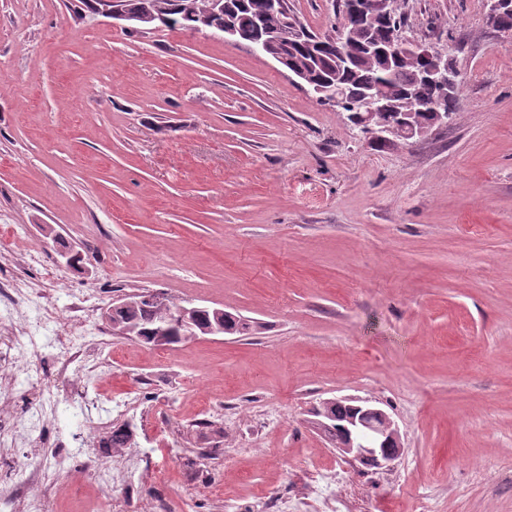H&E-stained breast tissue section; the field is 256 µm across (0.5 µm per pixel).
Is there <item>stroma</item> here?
Here are the masks:
<instances>
[{"label": "stroma", "mask_w": 512, "mask_h": 512, "mask_svg": "<svg viewBox=\"0 0 512 512\" xmlns=\"http://www.w3.org/2000/svg\"><path fill=\"white\" fill-rule=\"evenodd\" d=\"M318 34L336 0H288ZM491 0H398L410 37L462 77L448 125L363 133L285 67L209 31L124 30L81 0H0V245L37 252L66 309L94 321L158 291L250 335L160 351L108 335L123 448L100 488L69 448L48 512H512V39ZM70 245L82 268L60 256ZM386 410L402 455L354 464L310 426L326 398ZM164 480H156V471ZM158 304L164 306L166 300L161 292L149 291L137 293L136 295H123L112 302V308H121L133 305Z\"/></svg>", "instance_id": "1"}]
</instances>
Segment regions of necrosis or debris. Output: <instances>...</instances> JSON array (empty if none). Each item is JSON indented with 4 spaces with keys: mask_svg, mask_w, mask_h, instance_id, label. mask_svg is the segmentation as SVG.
Masks as SVG:
<instances>
[{
    "mask_svg": "<svg viewBox=\"0 0 512 512\" xmlns=\"http://www.w3.org/2000/svg\"><path fill=\"white\" fill-rule=\"evenodd\" d=\"M33 303L35 325L21 331H0V366L8 365L25 374L28 391L17 392L11 380L0 381V443L22 440L56 411L54 394L43 381L46 361H53L57 379H90L100 372L91 354V340L77 341L80 325L91 309L73 303L67 316L53 310L45 280L29 277L25 271L0 274V310L14 311L20 301ZM61 478L60 468L33 467L20 458H12L9 477L0 476V507L7 512H45L46 498ZM40 486V495L30 492Z\"/></svg>",
    "mask_w": 512,
    "mask_h": 512,
    "instance_id": "necrosis-or-debris-1",
    "label": "necrosis or debris"
}]
</instances>
